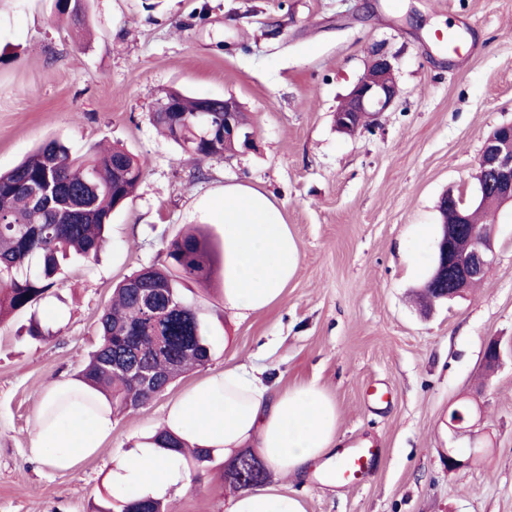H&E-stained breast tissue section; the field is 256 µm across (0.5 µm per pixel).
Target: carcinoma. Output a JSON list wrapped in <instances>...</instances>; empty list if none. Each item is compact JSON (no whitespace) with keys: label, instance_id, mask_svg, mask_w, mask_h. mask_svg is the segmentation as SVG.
<instances>
[{"label":"carcinoma","instance_id":"carcinoma-1","mask_svg":"<svg viewBox=\"0 0 512 512\" xmlns=\"http://www.w3.org/2000/svg\"><path fill=\"white\" fill-rule=\"evenodd\" d=\"M58 14L81 28L86 8L56 0ZM176 112H151L163 135L197 160L224 156L234 146L205 139L207 128L196 118L211 104L209 122L224 126V100L168 91L159 103ZM146 162L121 147L75 157L58 138H49L12 169L0 172V321L31 308L46 297L75 257L94 258L107 242L112 213L131 197ZM171 266H146L125 277L98 320L99 341L77 379L101 393L112 412L135 410L162 394L177 377L205 367L213 339L200 309L185 294V281L211 282L215 250L210 237L184 233L168 247ZM151 442L161 451L178 452L200 468L213 461V450L190 448L162 430ZM246 475L237 489L265 480V469L250 452H241L229 477ZM118 512H169L162 499L116 501Z\"/></svg>","mask_w":512,"mask_h":512}]
</instances>
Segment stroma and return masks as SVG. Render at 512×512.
Segmentation results:
<instances>
[{
    "instance_id": "35a3bbf8",
    "label": "stroma",
    "mask_w": 512,
    "mask_h": 512,
    "mask_svg": "<svg viewBox=\"0 0 512 512\" xmlns=\"http://www.w3.org/2000/svg\"><path fill=\"white\" fill-rule=\"evenodd\" d=\"M377 48L400 94L377 125L340 134L334 112ZM172 87L235 98L255 150L180 156L150 121ZM510 122L512 0H89L81 38L54 0H0V170L50 137L77 156L118 143L147 162L98 257L73 261L34 310L0 323V512H97L113 458L161 428L186 388L242 363L280 387L316 382L336 404L339 441L381 450L354 486L315 468L269 473L304 512H512V359L481 368L489 338L512 342V206L492 216L497 259L477 287L426 313L415 296L442 196L473 202L483 143ZM229 184L265 193L299 245L281 299L239 317L224 308L223 276L191 284L215 343L208 366L115 416L111 438L75 469H52L31 452L42 394L82 368L124 277L168 264L170 241L190 228L223 244ZM33 317L49 337L26 336ZM471 395L489 452L452 472L444 452L470 439L453 438L448 414ZM228 466L215 455L172 492L171 512H229Z\"/></svg>"
}]
</instances>
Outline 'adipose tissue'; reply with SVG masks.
Instances as JSON below:
<instances>
[{"mask_svg":"<svg viewBox=\"0 0 512 512\" xmlns=\"http://www.w3.org/2000/svg\"><path fill=\"white\" fill-rule=\"evenodd\" d=\"M222 217L224 307L235 313L264 311L280 300L295 274L299 246L273 202L253 188L226 187ZM113 424L111 408L96 392L71 379L56 380L41 397L32 452L54 469L72 470L101 448ZM163 425L190 445L228 458L254 445L266 464L295 476L338 445L336 406L318 384L280 389L243 365L211 373L183 391ZM187 484L178 453L160 457L144 444L112 473V494L119 499L160 498ZM230 512L304 510L298 499L258 486L239 490Z\"/></svg>","mask_w":512,"mask_h":512,"instance_id":"adipose-tissue-1","label":"adipose tissue"}]
</instances>
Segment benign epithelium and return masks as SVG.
<instances>
[{
	"label": "benign epithelium",
	"instance_id": "obj_1",
	"mask_svg": "<svg viewBox=\"0 0 512 512\" xmlns=\"http://www.w3.org/2000/svg\"><path fill=\"white\" fill-rule=\"evenodd\" d=\"M398 96L394 69L384 53L373 55L364 76L336 109V128L346 134L372 126L377 117L387 111ZM239 111L237 104L224 100V128L213 135L224 141L239 140L242 151L255 149L254 137L241 129L235 119ZM480 177L478 198L485 195L496 197L498 205L512 203V124H504L495 129L485 140L477 167ZM467 237L471 246L465 251L455 249L458 240ZM496 260L493 230L476 232L470 224L467 209H456L451 224L441 225L435 265L424 286V297L428 301L453 300L461 297L470 285L485 276ZM503 349L500 342L491 340L483 352V365L488 370L496 369L501 363ZM477 410L467 412L452 410L448 427L456 436L474 438ZM448 470L458 471L479 461L482 454L473 452L469 456L459 455L455 449H447L445 454Z\"/></svg>",
	"mask_w": 512,
	"mask_h": 512
}]
</instances>
